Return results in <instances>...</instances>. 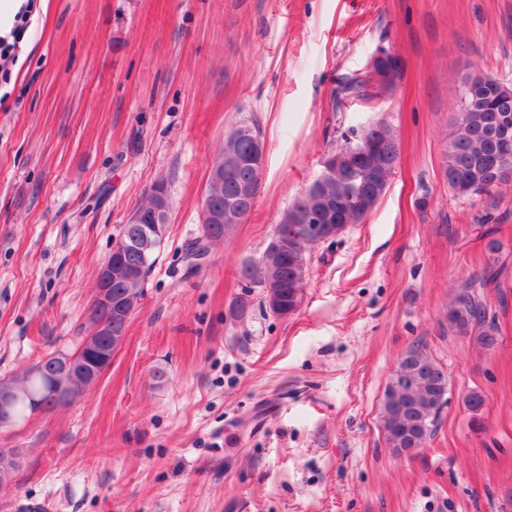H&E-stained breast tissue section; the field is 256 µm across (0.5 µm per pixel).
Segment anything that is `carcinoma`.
Instances as JSON below:
<instances>
[{
    "label": "carcinoma",
    "instance_id": "obj_1",
    "mask_svg": "<svg viewBox=\"0 0 512 512\" xmlns=\"http://www.w3.org/2000/svg\"><path fill=\"white\" fill-rule=\"evenodd\" d=\"M462 80L478 86L482 99L476 104L460 103L448 132V150L444 160V171L448 174V188L459 196L492 195L512 185V178L502 170L512 171V86L482 73L474 68L462 76ZM382 131L397 135L387 123L376 122L363 126L352 135L344 137V144L327 156L332 162L335 175L321 190L336 201H343L353 195L366 182L371 171L356 170L347 159V152L366 138ZM400 149H395L383 158L384 168L377 171L382 180H389L398 165ZM221 174L222 195L211 199V209L219 215L230 211L248 219L255 201L248 193L252 182V171L238 167L228 170L227 163L218 164ZM164 204L171 211V197L168 184H163L161 196L148 195L142 213L141 223L122 226L115 244H127L123 260L132 268L142 269V279L137 282L112 281V298L124 296L133 298L128 309H136L143 297L145 277L156 261V252L161 247L166 225L153 224V210ZM237 223L219 221L203 224L202 233L186 248V258L192 260L200 252L209 253L212 242L226 238L234 232ZM272 238L281 243L273 261L263 258L246 259L238 268L240 280L245 287L262 289V304L277 316H288L301 306L309 280L310 249L318 242L316 238L304 237L302 225L280 221L275 226ZM131 315L117 316L106 307L91 302L88 320L91 324L112 326V333L125 335ZM448 329L457 336L469 337L484 348L490 349L497 343L498 328L489 318L486 305L471 283L465 284L448 305L445 314ZM61 354L50 353L31 369L21 380H8L19 397L12 407V420L28 418L38 410H50L69 405L77 397L79 387L91 379L71 380L64 378L69 395L50 394L58 384L55 365ZM398 364L406 370V376L393 373L386 387L381 405V426L392 451L402 457H414L426 447L433 436L437 420L448 395V374L421 344L408 348L399 358Z\"/></svg>",
    "mask_w": 512,
    "mask_h": 512
}]
</instances>
